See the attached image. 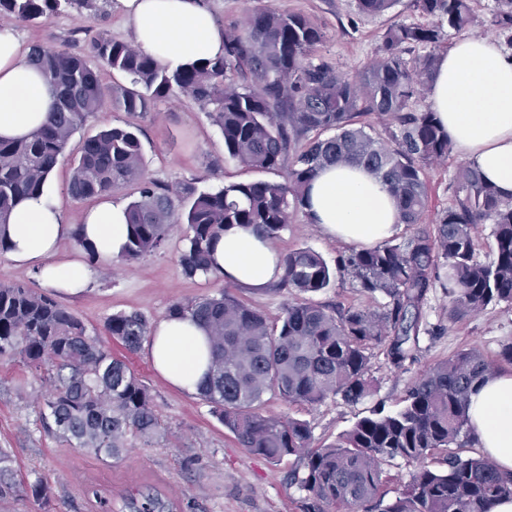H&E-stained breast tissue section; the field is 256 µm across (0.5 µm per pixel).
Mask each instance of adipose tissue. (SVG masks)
Segmentation results:
<instances>
[{
  "label": "adipose tissue",
  "instance_id": "adipose-tissue-1",
  "mask_svg": "<svg viewBox=\"0 0 512 512\" xmlns=\"http://www.w3.org/2000/svg\"><path fill=\"white\" fill-rule=\"evenodd\" d=\"M131 39L163 67L198 65L224 53V38L201 0H116ZM29 50L0 32V139L29 136L48 119L51 98L41 74L27 62ZM437 122L461 157L503 194H512V53L496 42L457 36L441 54L431 82ZM306 212L311 223L346 244L374 246L392 237L400 214L387 188L360 166L326 167L311 181ZM68 231L59 203L48 195L14 208L7 236L10 257L35 269L51 286L84 288L82 258H59ZM99 258L118 256L128 234L124 204L105 200L85 211L77 228ZM215 268L225 281L260 288L282 274L279 254L251 230L228 228L215 246ZM148 350L171 386L197 392L209 366L203 328L188 318H164L152 329ZM469 426L478 448L503 474L512 473V372L491 375L470 396Z\"/></svg>",
  "mask_w": 512,
  "mask_h": 512
}]
</instances>
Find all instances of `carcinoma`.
Returning a JSON list of instances; mask_svg holds the SVG:
<instances>
[{"instance_id": "obj_1", "label": "carcinoma", "mask_w": 512, "mask_h": 512, "mask_svg": "<svg viewBox=\"0 0 512 512\" xmlns=\"http://www.w3.org/2000/svg\"><path fill=\"white\" fill-rule=\"evenodd\" d=\"M397 0H357L360 14L380 15ZM427 24L396 23L383 35L363 76L339 74L315 49L324 33L295 12L250 10L242 27L224 31V56L197 68L168 70L132 43L101 34L87 58L61 46L36 44L29 62L42 74L54 106L44 126L31 136L0 141V254L8 251L6 224L14 207L40 194L72 135L101 110L105 93L100 72L124 74L128 85L112 90L115 109L143 114L152 104L179 92L212 107L224 137V151L258 170L287 167L283 181L230 183L215 190L169 185L145 177L140 140L131 128L108 127L78 148L68 194L84 201L135 187L127 205L125 262L164 248L176 224L187 225L178 265L187 277L213 274L215 243L231 226L250 228L269 242L280 238L290 218L305 212L306 191L330 164L354 163L376 174L396 200L402 223H420L428 194L426 169L451 155L454 145L434 112L415 102L430 92L438 48L451 31L492 29L512 43V0H494L481 17L474 0H415ZM70 8L98 11L96 0H0V15L34 23ZM422 48L413 61L404 58ZM386 115L382 129L363 121ZM452 202L434 231L352 251L340 268L364 292L385 299L378 310L327 307L289 301L271 324L238 298L227 284L199 300L177 299L167 316L190 318L208 334L210 369L199 396L211 413L249 453L275 463L295 456L303 471L294 476L311 500V512H492L512 499V475L483 455L456 452L471 443L469 397L496 372L512 364V343L494 361L465 349L440 361L408 388L403 406L363 417L334 443L311 446L304 420L268 415V392L284 402L318 405L330 397L357 404L374 391L370 350L388 343L400 364L418 341L426 296L447 269L442 283L448 321L454 323L490 305H512V197L501 195L478 171L458 168ZM477 224L493 226V258H477ZM283 274L274 290L295 298L327 288L333 272L317 251L298 247L281 256ZM107 330L130 352L149 335L139 312H118ZM19 361L47 387L40 402L43 428L62 441L101 459H120L140 440L166 437L149 388L127 363L87 334L82 320L52 295L23 284H0V361ZM443 455L444 470L425 461ZM403 459L419 468L410 481L386 498L382 465ZM0 448V498L15 492ZM44 512L52 490L42 480L28 485ZM131 512H163L157 498L126 503Z\"/></svg>"}]
</instances>
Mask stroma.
I'll list each match as a JSON object with an SVG mask.
<instances>
[{"label":"stroma","instance_id":"35a3bbf8","mask_svg":"<svg viewBox=\"0 0 512 512\" xmlns=\"http://www.w3.org/2000/svg\"><path fill=\"white\" fill-rule=\"evenodd\" d=\"M220 29L241 25L246 11L267 9L297 12L309 17L324 32L316 54L328 59L346 77L354 78L374 58L382 36L397 22L419 23L423 16L414 0H397L379 16H363L356 0H203ZM101 13L69 10L40 23H9V30L25 46L69 44L73 53H84L88 34H105L125 41L129 28L110 0H100ZM135 126L142 144L148 178L173 185L193 183L200 189L233 182L280 181L284 170L257 171L240 165L224 151V137L207 108L177 94L157 102L149 112L130 115L111 105L91 115L70 139L46 192L60 200L69 224L79 223L89 201H76L67 193L73 159L80 142L106 127ZM459 154L426 172L428 206L424 227H433L438 214L452 200L450 182L462 166ZM185 225L175 226L165 247L133 262L100 260L88 267V284L77 295L58 292L57 297L80 317L89 335L111 347L150 389L158 417L168 436L160 442H136L118 461L104 462L44 432L38 404L45 392L24 367L0 362V448L10 449L18 480L42 479L53 490V512H123L125 498L160 495L170 512H307L303 492L292 483L298 469L295 457L272 464L240 448L234 435L211 413L199 395L170 387L156 371L147 347L126 352L105 330L113 313L136 311L149 323L166 318L177 299H199L224 288L213 275L187 278L177 256L183 246ZM274 247L286 253L297 247L319 252L329 266L348 255L352 247L327 237L300 213L294 214ZM323 305L378 308L381 297L370 296L346 274H338L328 288L314 294ZM512 342V306L491 305L481 313L456 323L448 320V297L442 288L430 290L423 310L419 343L412 357L393 364L384 347L374 348L370 375L374 393L358 404L332 398L315 406H292L274 393L264 396L267 414L306 421L313 447L335 442L362 417L381 409L398 410L408 386L434 363L456 352L477 348L496 358Z\"/></svg>","mask_w":512,"mask_h":512}]
</instances>
